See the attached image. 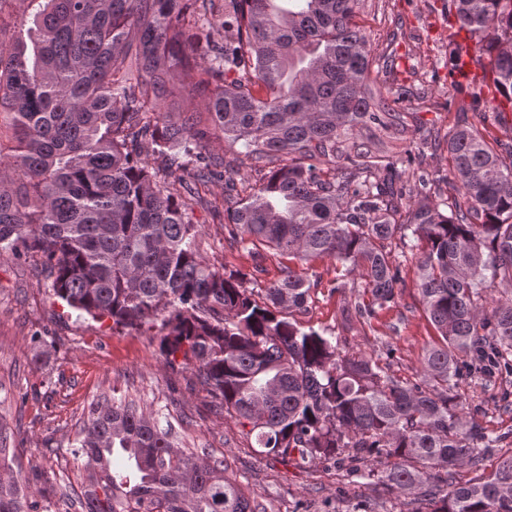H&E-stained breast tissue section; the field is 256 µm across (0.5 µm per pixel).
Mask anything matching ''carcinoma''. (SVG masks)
<instances>
[{"mask_svg": "<svg viewBox=\"0 0 512 512\" xmlns=\"http://www.w3.org/2000/svg\"><path fill=\"white\" fill-rule=\"evenodd\" d=\"M213 0H44L23 44L0 0V253L38 257L53 295L122 329L156 331L165 360L197 369L213 401L249 428L260 453L316 460L390 490H425L430 512H512V455L487 473V454L512 438L460 416L463 375L512 376V295L491 310L481 289H512V147L486 138V100L456 58L448 109L469 98L475 120L443 137L469 205L407 196L417 154L391 131L420 122L404 86L383 93L357 21L362 0H224V44L208 41ZM458 30L486 39L496 115L512 107V0H451ZM206 98L211 125L263 172L232 198L237 167L195 142V113L170 120L164 102ZM161 160L155 169L149 158ZM327 163L331 168L324 169ZM224 177V223L243 245L267 243L302 266L329 258L356 271L371 317L397 302L401 265L388 242L417 256L424 309L441 336L418 383L379 361L341 353L327 331L280 314L305 306L311 283L288 266L258 303L234 273L198 251L200 225L181 204ZM0 424V512H262L226 476L224 459L188 448L133 400L89 406L71 443L80 482L40 499L8 460ZM464 463L476 476L456 481ZM381 464L383 468L375 469Z\"/></svg>", "mask_w": 512, "mask_h": 512, "instance_id": "cac0c4a2", "label": "carcinoma"}]
</instances>
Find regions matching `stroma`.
I'll return each instance as SVG.
<instances>
[{
    "mask_svg": "<svg viewBox=\"0 0 512 512\" xmlns=\"http://www.w3.org/2000/svg\"><path fill=\"white\" fill-rule=\"evenodd\" d=\"M361 10L375 55L396 58L386 86L409 88L408 108L422 101L428 105L425 130L447 133L456 123L455 113L448 110L453 53L462 49L470 70L479 75L488 64L484 43L458 31L448 0H363ZM420 168L433 181L426 190L410 181L406 191L412 198L438 202L456 197L446 151L425 150ZM223 197L224 182L217 178L191 201L193 219L201 226L198 249L212 263L244 274L255 299H262L265 288L288 266V257L261 243L234 242L223 211L211 206ZM390 251L402 262L404 280L394 307L379 310L369 320H346L343 307L356 301L371 303V294L358 274L324 258L311 264L312 288L305 308L291 312L289 318L332 332L347 354L378 358L390 375L415 383L424 351L440 336L424 312L414 258L402 257L397 239ZM111 391L150 405L160 422L172 423L187 447L223 458L229 476L266 512L426 510L422 496L352 481L344 471L324 463L298 467L260 455L253 438L214 406L194 368L165 364L152 333L116 329L111 322L77 316L53 297L41 262L1 255L0 422L10 430L15 470L27 478L49 473L61 483H71L82 462L69 444L89 403ZM462 391L464 416H476L496 433L512 428V410L495 404L496 387L471 378Z\"/></svg>",
    "mask_w": 512,
    "mask_h": 512,
    "instance_id": "obj_1",
    "label": "stroma"
}]
</instances>
